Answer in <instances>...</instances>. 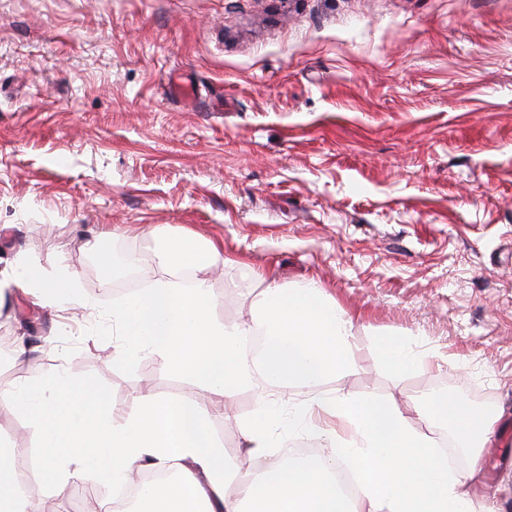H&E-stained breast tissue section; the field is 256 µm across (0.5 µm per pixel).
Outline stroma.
Here are the masks:
<instances>
[{"mask_svg": "<svg viewBox=\"0 0 512 512\" xmlns=\"http://www.w3.org/2000/svg\"><path fill=\"white\" fill-rule=\"evenodd\" d=\"M193 95L181 96L182 86ZM222 243L219 321L249 318L257 279L309 281L355 319L358 369L332 388L503 411L478 488L512 512V0H0V271L19 257L77 296L0 306V376L93 382L116 416L188 379L112 332L114 277L86 243L124 246L146 284L149 231ZM412 334L444 359L395 381L375 337ZM25 353H17V346ZM299 395L258 385L224 414ZM0 442L36 426L0 409ZM110 486L32 482L27 512H87Z\"/></svg>", "mask_w": 512, "mask_h": 512, "instance_id": "obj_1", "label": "stroma"}]
</instances>
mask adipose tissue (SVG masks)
Wrapping results in <instances>:
<instances>
[{"mask_svg": "<svg viewBox=\"0 0 512 512\" xmlns=\"http://www.w3.org/2000/svg\"><path fill=\"white\" fill-rule=\"evenodd\" d=\"M150 235L164 268H192L191 286L171 280L129 295L112 311V322L127 356L150 349L188 378L197 394L174 400L141 396L132 414L115 421L106 396L86 380L58 375L51 388L21 384L0 391V407L23 414L41 433L38 474L63 493L70 471L104 483L127 485L136 469L179 466L180 480L153 484L140 496L141 512H480L472 488L484 479L483 448L500 428L499 414L475 415L461 399L423 393L420 422H413L393 398L328 390V382L356 368L352 315L328 299L316 284L289 289L262 281L243 324L215 320L211 267L222 248L189 233L155 227ZM26 289L40 301L67 295L74 287L65 275L54 278L16 261L0 272V289ZM383 369L400 380L426 370L432 355L409 336L375 341ZM280 390H304L287 420L274 405L258 400L252 417L238 421L249 457L266 459L264 469L240 474L212 430L207 396L233 398L256 381ZM448 422L466 447L470 464L449 475L427 425ZM308 431L327 440L330 452L313 462L272 461L284 431ZM345 464L356 475L358 491L346 496L336 483ZM25 454L0 449V503L6 512H25L24 497L12 488ZM236 485L235 496L226 493Z\"/></svg>", "mask_w": 512, "mask_h": 512, "instance_id": "ef3b65f1", "label": "adipose tissue"}]
</instances>
